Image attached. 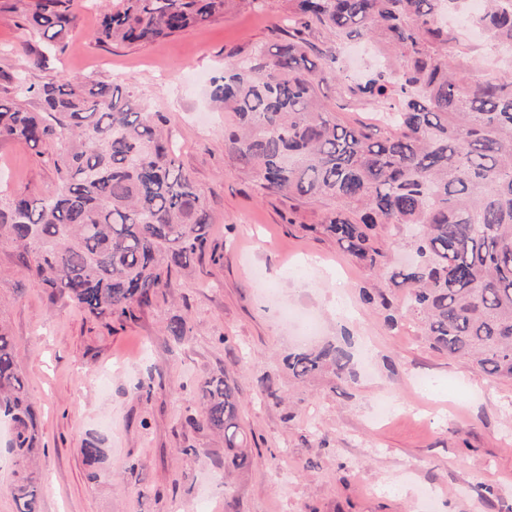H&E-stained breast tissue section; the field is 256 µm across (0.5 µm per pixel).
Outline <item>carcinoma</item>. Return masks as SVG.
Instances as JSON below:
<instances>
[{
  "label": "carcinoma",
  "mask_w": 512,
  "mask_h": 512,
  "mask_svg": "<svg viewBox=\"0 0 512 512\" xmlns=\"http://www.w3.org/2000/svg\"><path fill=\"white\" fill-rule=\"evenodd\" d=\"M512 0H485L471 23L495 45H512ZM229 0H113L99 39L154 41L224 13ZM284 43L224 67L211 98L234 114L225 131L239 161L274 193L333 205L310 225L350 258L383 270V287L407 292L404 316L430 346L489 378L512 380V70L470 81L455 64L457 38L442 20L467 0H294ZM68 9L24 11V26L63 41ZM360 40L390 58L357 98L393 111L380 125L349 123L317 87L346 78L339 58H308L309 36ZM14 99H0V138L34 148L59 145L57 191L0 196V243L52 293L90 315L129 317L171 285L177 270L209 248L210 214L191 175L177 163L168 119L134 103L122 81L72 76L36 85L14 77ZM34 96L43 111L23 101ZM406 231L416 260L390 263L376 245L378 226ZM192 328L174 317L177 340ZM344 345L288 355L301 381L323 368L349 373ZM205 416L190 421L224 436V472L248 469L236 387L213 377L202 390ZM0 419L12 424L7 451L25 462L35 448L36 415L14 336L0 325ZM16 512H40L41 490L22 467Z\"/></svg>",
  "instance_id": "cac0c4a2"
}]
</instances>
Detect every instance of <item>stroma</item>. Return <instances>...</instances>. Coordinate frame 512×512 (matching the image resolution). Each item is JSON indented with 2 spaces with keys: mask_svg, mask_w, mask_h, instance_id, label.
Returning <instances> with one entry per match:
<instances>
[{
  "mask_svg": "<svg viewBox=\"0 0 512 512\" xmlns=\"http://www.w3.org/2000/svg\"><path fill=\"white\" fill-rule=\"evenodd\" d=\"M17 0H0V98L12 77L32 83L74 75L108 83L123 76L140 102L170 118L179 164L211 215V253L173 275L152 306L116 321L51 295L0 244V323L19 349L36 407L42 512H512V381L473 373L425 342L393 295L387 310L362 289L381 276L353 262L327 235L326 204L266 191L224 132L236 122L210 108V80L225 63L279 43L292 0L235 4L210 22L152 42L96 38L104 0H71L74 23L53 53L42 34L22 28ZM454 34L470 77L504 65L478 34ZM350 79L376 68L379 52L331 45ZM54 144L42 151L0 138V194L56 191ZM190 336L174 340L171 318ZM350 333V372L301 382L284 359ZM227 374L237 384L239 421L251 467L224 479V438L189 425L202 417L201 387ZM269 378L272 393L260 392ZM152 383L150 393L139 383ZM393 409L375 416L379 401ZM103 450L91 463L81 449ZM484 484L491 492L477 496Z\"/></svg>",
  "mask_w": 512,
  "mask_h": 512,
  "instance_id": "1",
  "label": "stroma"
}]
</instances>
